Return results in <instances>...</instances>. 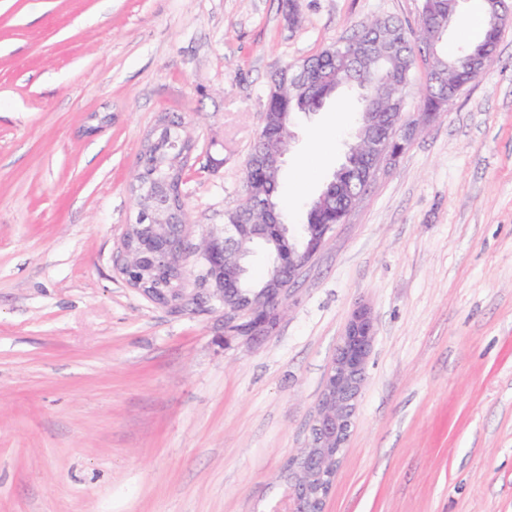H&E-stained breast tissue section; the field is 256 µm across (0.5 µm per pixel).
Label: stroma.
Wrapping results in <instances>:
<instances>
[{
    "mask_svg": "<svg viewBox=\"0 0 512 512\" xmlns=\"http://www.w3.org/2000/svg\"><path fill=\"white\" fill-rule=\"evenodd\" d=\"M421 0H0V512H273L352 310L376 339L325 512H512V22L486 73L371 181L273 335L175 312L114 256L143 140L195 143L188 248L223 233L271 73ZM464 0L442 47L474 39ZM359 104L297 114L292 224Z\"/></svg>",
    "mask_w": 512,
    "mask_h": 512,
    "instance_id": "35a3bbf8",
    "label": "stroma"
}]
</instances>
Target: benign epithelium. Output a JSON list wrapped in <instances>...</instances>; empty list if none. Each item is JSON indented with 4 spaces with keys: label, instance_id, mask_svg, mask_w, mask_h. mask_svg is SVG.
<instances>
[{
    "label": "benign epithelium",
    "instance_id": "7a95c632",
    "mask_svg": "<svg viewBox=\"0 0 512 512\" xmlns=\"http://www.w3.org/2000/svg\"><path fill=\"white\" fill-rule=\"evenodd\" d=\"M447 24L440 21L422 25V36L431 48L427 55L428 78L438 70L433 48L440 42ZM426 116L416 121L402 120L386 136L373 138L369 144L373 167L399 156L402 143L411 141ZM140 206L137 223L126 225L115 255V264L125 282L157 304L177 311L189 304L186 288L141 287L144 274L157 267V248L168 239L186 238V215L178 216L137 173L132 185ZM262 213L259 224H226L222 236H207L196 251L208 262L202 294L222 308L224 333L254 339L275 330L289 286L304 272L322 249L332 224H303L292 229L273 209L257 206ZM271 242L275 245L274 273L259 290L244 294L240 281L247 274L246 243ZM375 319L369 306H357L340 336L336 352L312 415L306 446L288 457V498L284 512H324L336 474L337 465L348 443L358 399L366 380L369 356L375 341Z\"/></svg>",
    "mask_w": 512,
    "mask_h": 512
}]
</instances>
